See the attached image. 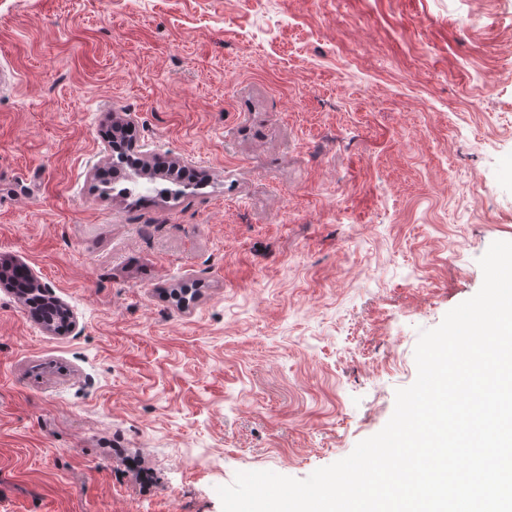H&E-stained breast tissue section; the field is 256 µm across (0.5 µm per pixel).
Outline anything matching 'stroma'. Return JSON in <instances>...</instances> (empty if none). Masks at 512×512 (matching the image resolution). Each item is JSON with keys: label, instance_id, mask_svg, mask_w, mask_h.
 Segmentation results:
<instances>
[{"label": "stroma", "instance_id": "1", "mask_svg": "<svg viewBox=\"0 0 512 512\" xmlns=\"http://www.w3.org/2000/svg\"><path fill=\"white\" fill-rule=\"evenodd\" d=\"M199 193L105 192L115 114ZM512 241V0H0V512H222L391 418ZM22 268L26 273V286L22 287L23 276L19 275L15 281L17 289L14 287L10 288L16 293L19 299L24 303L29 293H40L44 297V302L48 304L49 314L45 319L41 320L44 329L47 332L54 334H61L65 332V329L70 330L75 325L74 314L71 309L58 297L52 294L51 290L40 280V278L29 268L23 266L24 264H16ZM59 318V320H57ZM62 321L65 324V328H58L56 324Z\"/></svg>", "mask_w": 512, "mask_h": 512}]
</instances>
